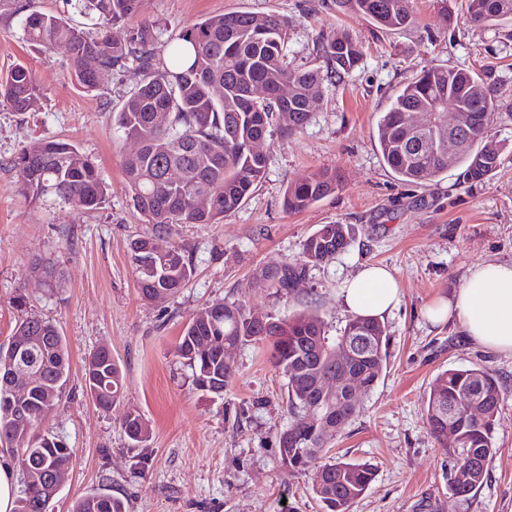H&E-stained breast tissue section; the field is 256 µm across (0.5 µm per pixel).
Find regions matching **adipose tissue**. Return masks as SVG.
Listing matches in <instances>:
<instances>
[{
	"instance_id": "obj_1",
	"label": "adipose tissue",
	"mask_w": 512,
	"mask_h": 512,
	"mask_svg": "<svg viewBox=\"0 0 512 512\" xmlns=\"http://www.w3.org/2000/svg\"><path fill=\"white\" fill-rule=\"evenodd\" d=\"M348 311L379 318L399 301L394 274L384 266L363 268L341 290ZM430 320H457L468 341L495 354L512 355V263L484 262L468 268L448 299L428 309Z\"/></svg>"
}]
</instances>
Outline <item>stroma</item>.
I'll list each match as a JSON object with an SVG mask.
<instances>
[{
    "mask_svg": "<svg viewBox=\"0 0 512 512\" xmlns=\"http://www.w3.org/2000/svg\"><path fill=\"white\" fill-rule=\"evenodd\" d=\"M468 0H411L412 23L376 28L341 0H139L137 12L113 26L125 42L152 26L159 46L201 19L233 12L276 14L288 21L287 62L320 68V39L348 32L363 53L350 76L326 86L310 122L273 137L263 179L241 207L218 224H182L177 242L195 259L179 294L144 300L130 255L148 227L127 187L123 161L134 148L117 114L134 91L136 67L100 72L87 92L68 76L64 47L44 50L23 39V17L0 9V74L25 63L41 88L36 110L0 104V344L19 318L52 319L69 353V382L40 424L73 448L75 460L50 512H72L93 490L120 498L126 512H322L307 474L280 461L278 434L289 422L285 380L268 350L248 344L232 352L238 370L223 398L193 389L175 344L198 309L238 302L259 314L308 310L330 329L350 317L340 290L363 265L387 266L400 301L383 321L389 358L375 387L357 396L358 414L331 441L332 455L369 462L373 481L352 512H512V356L486 352L453 324L425 316L435 299L459 287L467 269L512 262V18L487 25L467 20ZM431 66L487 69L497 78L500 114L494 131L503 163L482 185L453 168L433 183L406 184L383 163L378 123L393 95ZM38 140L76 145L109 186L102 208L77 210L59 201L32 203L6 162ZM336 171L341 186L308 209L284 207L290 183ZM347 224L346 252L308 268L293 293L261 281L263 269L299 258L305 238L323 224ZM50 261L65 272L52 288L33 271ZM105 346L125 372L112 410L97 407L84 385V362ZM489 368L502 394L488 479L469 501L448 485L451 458L431 436L424 399L438 373ZM149 422L152 439L134 449L122 429L127 410Z\"/></svg>",
    "mask_w": 512,
    "mask_h": 512,
    "instance_id": "obj_1",
    "label": "stroma"
}]
</instances>
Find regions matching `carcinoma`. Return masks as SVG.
<instances>
[{"label":"carcinoma","instance_id":"carcinoma-1","mask_svg":"<svg viewBox=\"0 0 512 512\" xmlns=\"http://www.w3.org/2000/svg\"><path fill=\"white\" fill-rule=\"evenodd\" d=\"M67 9L89 20L79 25L65 15L32 11L23 21L27 41L45 50L65 43L73 51L71 79L87 91L97 86L100 70H121L137 62L140 81L118 112L126 138L140 147L124 159V174L134 205L149 224V232L132 245L131 261L138 273L141 296L148 301L179 293L194 274L192 251L178 243L159 254L153 240L169 237L178 224H217L237 210L263 177L267 157L252 145L274 133L288 136L302 130L321 101L325 83H336L355 70L362 53L346 33L324 38L317 54L320 69H291L285 61L286 22L272 14L227 13L211 16L184 29L163 52L154 31L141 28L126 43L112 40V26L132 17L138 0H64ZM381 29L405 28L412 22L410 0H345ZM469 19L486 24L512 17V0H469ZM96 69L83 67L85 58ZM292 84L288 122H280V87ZM263 85L268 96L251 97ZM223 88L224 94L216 93ZM41 99L31 71L14 65L0 78V100L15 112L34 110ZM467 112L458 135L465 148L453 159L425 149L441 130L428 126L414 133L405 127L410 110L444 112L448 100ZM498 110L494 84L487 76L464 68L434 67L405 84L393 97L378 126L383 162L407 183L435 181L448 169L461 167L471 183L489 180L502 164V146L493 134ZM165 112L159 125L155 116ZM15 170L20 191L31 201L52 198L76 209L102 207L108 186L95 164L73 144L38 141L7 161ZM339 188L336 173L311 174L288 186L284 206L300 212ZM208 197L200 210L195 199ZM347 224H323L302 245L299 261L263 273L270 288L286 295L306 269L345 252L350 246ZM33 272L52 285L62 281L53 264H36ZM262 344L286 379L288 426L279 433L280 460L311 476V489L323 512H352L369 489L373 471L368 463L329 455L324 429L342 430L358 413L356 394L346 390L332 398L321 395V383H337L351 375L365 391L373 389L388 358L389 334L377 318L355 316L332 336L324 320L305 310L279 317L258 315L236 302H213L197 311L184 326L176 356L192 371L195 389L221 399L236 369L224 361L223 345ZM39 371V379L20 395L5 384L13 369L15 347ZM69 375L66 343L56 324L43 317L21 320L7 347H0V444L21 453L24 482L14 512H49L55 491L52 476L69 470L74 450L60 436L37 428L66 389ZM85 382L96 405L112 409L120 398L123 371L104 346L84 365ZM501 408V390L494 375L482 367L450 368L432 382L426 398V421L432 437L448 446L454 435L453 462L470 463L468 477L450 468L451 491L467 501L484 483L494 453L493 429ZM33 422L22 427L21 417ZM122 427L130 445L143 446L152 437L149 423L136 410L126 412ZM73 512H126L121 499L104 490L80 496Z\"/></svg>","mask_w":512,"mask_h":512}]
</instances>
